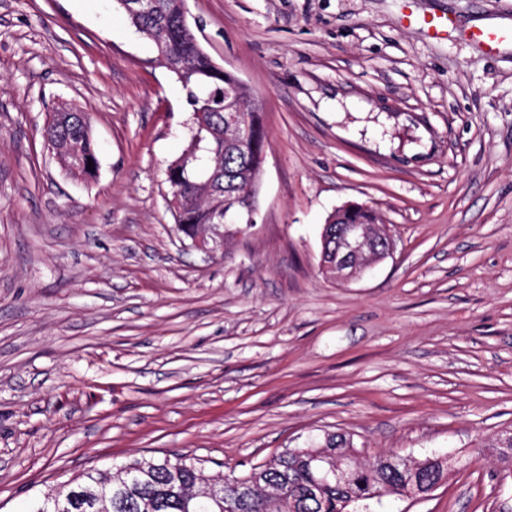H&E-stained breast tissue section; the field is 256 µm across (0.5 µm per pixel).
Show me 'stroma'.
Masks as SVG:
<instances>
[{
	"label": "stroma",
	"instance_id": "stroma-1",
	"mask_svg": "<svg viewBox=\"0 0 512 512\" xmlns=\"http://www.w3.org/2000/svg\"><path fill=\"white\" fill-rule=\"evenodd\" d=\"M187 9L268 130L255 222L209 254L166 204L192 112L154 44L116 0H0V512L92 467L241 476L334 431L363 465L449 458L381 512H512L490 449L512 428V46L467 36L512 0ZM63 103L92 116L93 179L44 145ZM349 202L396 249L341 281L321 232Z\"/></svg>",
	"mask_w": 512,
	"mask_h": 512
}]
</instances>
